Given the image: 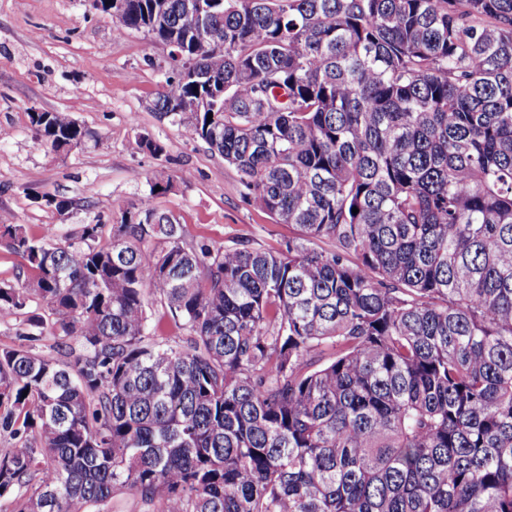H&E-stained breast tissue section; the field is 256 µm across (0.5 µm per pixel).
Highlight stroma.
<instances>
[{
  "label": "stroma",
  "mask_w": 512,
  "mask_h": 512,
  "mask_svg": "<svg viewBox=\"0 0 512 512\" xmlns=\"http://www.w3.org/2000/svg\"><path fill=\"white\" fill-rule=\"evenodd\" d=\"M173 68L167 46L89 0H0V129L8 132L0 139V214L37 239L53 228L58 245L97 219L106 241L123 208L147 198L190 240L223 245L246 236L275 248L293 236V226L242 199L222 156L152 111ZM34 109L71 113L94 141L59 153L41 146ZM141 134L161 142L164 155L136 151ZM161 166L173 187L154 196L149 178ZM60 199L71 201L69 211L55 208Z\"/></svg>",
  "instance_id": "stroma-1"
}]
</instances>
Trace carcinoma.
Here are the masks:
<instances>
[{"label": "carcinoma", "instance_id": "carcinoma-1", "mask_svg": "<svg viewBox=\"0 0 512 512\" xmlns=\"http://www.w3.org/2000/svg\"><path fill=\"white\" fill-rule=\"evenodd\" d=\"M115 2L195 55L190 0ZM208 29L209 80L166 78L152 110L297 235L188 241L148 199L107 242L0 219L32 271L0 309L50 317L0 349L4 512L122 489L155 512H512V0H220ZM221 86L224 108L169 115ZM157 299L184 342L151 338Z\"/></svg>", "mask_w": 512, "mask_h": 512}]
</instances>
